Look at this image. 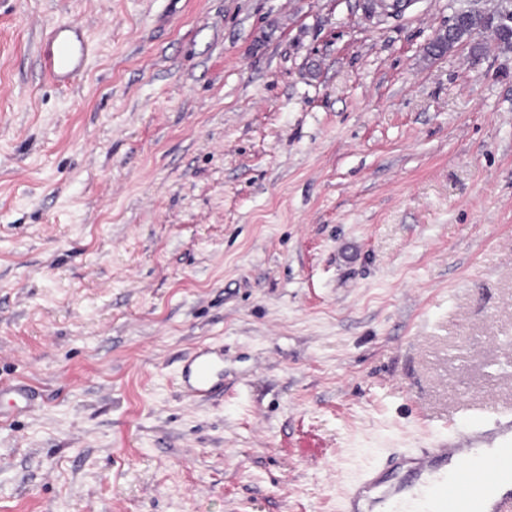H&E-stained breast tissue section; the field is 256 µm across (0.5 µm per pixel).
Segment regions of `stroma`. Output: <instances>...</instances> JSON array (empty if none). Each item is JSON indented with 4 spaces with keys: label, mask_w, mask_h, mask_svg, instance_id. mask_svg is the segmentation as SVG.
<instances>
[{
    "label": "stroma",
    "mask_w": 512,
    "mask_h": 512,
    "mask_svg": "<svg viewBox=\"0 0 512 512\" xmlns=\"http://www.w3.org/2000/svg\"><path fill=\"white\" fill-rule=\"evenodd\" d=\"M449 15L0 0V512H339L512 412V52ZM450 6L454 12L450 16L448 27L439 30L427 46V52L433 57H443L454 48H469L474 55L480 52L479 35L472 33L466 38L458 36L461 19L468 15H477L486 19L508 18L512 14V1L510 0H456ZM460 2V3H455ZM493 3L492 8L485 7L486 3ZM459 5V7H455ZM88 44L81 31L74 27H58L45 38L41 55L48 80L67 85L82 73ZM219 361L221 354L209 351L192 356L185 370V379L195 397L203 398L213 391Z\"/></svg>",
    "instance_id": "obj_1"
}]
</instances>
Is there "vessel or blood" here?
Returning <instances> with one entry per match:
<instances>
[{"mask_svg":"<svg viewBox=\"0 0 512 512\" xmlns=\"http://www.w3.org/2000/svg\"><path fill=\"white\" fill-rule=\"evenodd\" d=\"M87 54L79 29L51 30L41 51L46 77L72 83ZM220 359L209 351L192 356L185 377L195 397L213 391ZM342 512H512V415L488 413L433 447L395 450L388 465L348 487Z\"/></svg>","mask_w":512,"mask_h":512,"instance_id":"vessel-or-blood-1","label":"vessel or blood"}]
</instances>
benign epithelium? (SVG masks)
Returning <instances> with one entry per match:
<instances>
[{"instance_id":"benign-epithelium-1","label":"benign epithelium","mask_w":512,"mask_h":512,"mask_svg":"<svg viewBox=\"0 0 512 512\" xmlns=\"http://www.w3.org/2000/svg\"><path fill=\"white\" fill-rule=\"evenodd\" d=\"M368 16L396 15L405 10L415 0H361ZM454 12L450 16L448 27L438 31L427 46V52L433 57H443L455 48H468L471 53L480 52L479 35L471 34L466 38L458 36L461 19L468 15H477L486 19L508 18L512 15V0H460L450 3Z\"/></svg>"}]
</instances>
